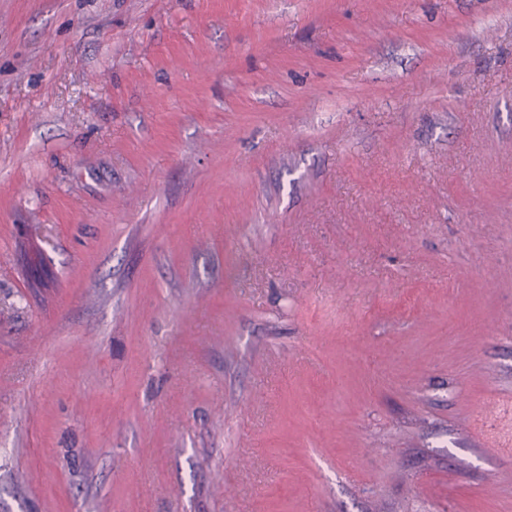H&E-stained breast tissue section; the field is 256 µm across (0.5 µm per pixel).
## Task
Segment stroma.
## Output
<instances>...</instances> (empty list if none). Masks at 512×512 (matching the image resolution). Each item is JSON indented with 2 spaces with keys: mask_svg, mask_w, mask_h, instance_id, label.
<instances>
[{
  "mask_svg": "<svg viewBox=\"0 0 512 512\" xmlns=\"http://www.w3.org/2000/svg\"><path fill=\"white\" fill-rule=\"evenodd\" d=\"M0 512H512V0H0Z\"/></svg>",
  "mask_w": 512,
  "mask_h": 512,
  "instance_id": "obj_1",
  "label": "stroma"
}]
</instances>
